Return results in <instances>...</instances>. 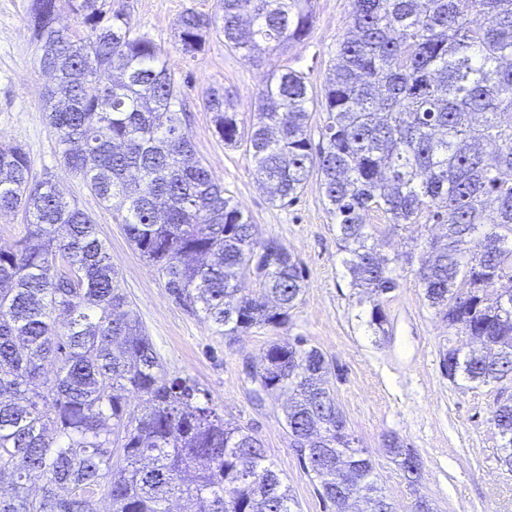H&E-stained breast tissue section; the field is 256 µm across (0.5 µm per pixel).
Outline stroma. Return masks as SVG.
Segmentation results:
<instances>
[{
	"instance_id": "stroma-1",
	"label": "stroma",
	"mask_w": 512,
	"mask_h": 512,
	"mask_svg": "<svg viewBox=\"0 0 512 512\" xmlns=\"http://www.w3.org/2000/svg\"><path fill=\"white\" fill-rule=\"evenodd\" d=\"M346 4L315 0V21L306 40L269 50L254 63L227 49L216 28L208 30L201 53L191 57L180 51V15L188 9L220 13V0H112L113 7L129 13L139 33L162 48L181 91L197 157L249 212L261 237L278 239L301 260L305 293L284 327L222 336L212 323L190 315L128 241L124 213L100 205L61 163L62 148L43 112L51 79L39 65L27 22L28 0H0V143L22 145L36 171H49L65 198L92 216L168 376L196 381L218 413L253 430L268 464L290 487L295 512L324 509L318 484L304 471L286 432L288 397L255 405L243 372L246 360L260 362L270 342L290 336L306 338L333 363L330 387L348 430L367 449L377 485L396 512H412L419 497L436 512H512V472L500 464L502 440L492 423L497 388L461 378L449 381L441 367L442 353L452 345L470 346V338L449 331L425 300L414 265L406 263L397 267L398 286L383 302L386 332L374 333L368 326L369 308L358 304L350 285L318 179H309L293 205L271 203L257 182L251 153L224 145L203 106L210 89L220 88L243 117H250L268 74L284 68L304 73L313 94H320L346 27ZM390 433L417 451L422 461L417 485L408 484L387 454L383 439Z\"/></svg>"
}]
</instances>
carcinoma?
I'll return each instance as SVG.
<instances>
[{"instance_id": "1", "label": "carcinoma", "mask_w": 512, "mask_h": 512, "mask_svg": "<svg viewBox=\"0 0 512 512\" xmlns=\"http://www.w3.org/2000/svg\"><path fill=\"white\" fill-rule=\"evenodd\" d=\"M67 8L84 29L58 24ZM348 29L321 98L294 69L273 70L248 126L224 92L204 107L224 144L245 145L271 203H294L320 179L339 250L369 326L385 332L382 299L398 287L399 256L366 224L391 232L428 222L416 275L448 329L478 348L450 347L449 381L512 382V0H348ZM314 0H221V14L178 21L181 51L218 28L248 57L303 42ZM28 22L44 99L69 170L154 264L174 301L225 336L280 328L303 299L305 272L195 157L187 113L161 48L112 0H30ZM326 112L321 145L309 105ZM0 212H20L25 236L0 246V512H292L262 442L167 377L120 286L97 224L34 173L19 145L0 144ZM82 287L58 276L57 259ZM254 275L252 288L246 273ZM264 387L291 392L288 436L332 512H394L371 460L356 447L328 385L332 365L302 336L264 352ZM142 408L130 407L131 399ZM492 422L512 454V401ZM323 449L310 456L302 442ZM384 447L408 483L421 460L399 437ZM42 482L39 494L27 482Z\"/></svg>"}]
</instances>
